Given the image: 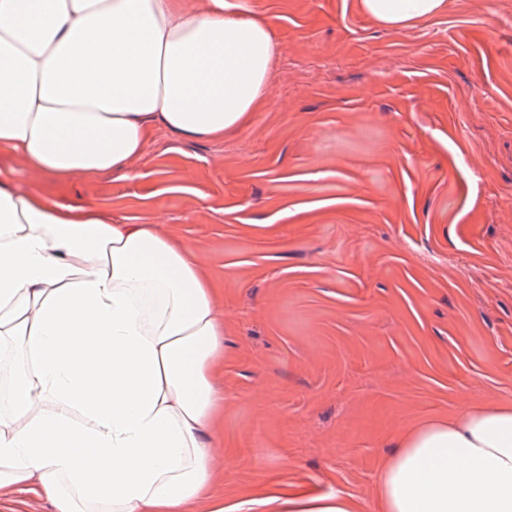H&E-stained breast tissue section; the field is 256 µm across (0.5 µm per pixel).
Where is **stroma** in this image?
I'll return each instance as SVG.
<instances>
[{
	"label": "stroma",
	"mask_w": 512,
	"mask_h": 512,
	"mask_svg": "<svg viewBox=\"0 0 512 512\" xmlns=\"http://www.w3.org/2000/svg\"><path fill=\"white\" fill-rule=\"evenodd\" d=\"M274 20L269 93L223 140L155 131L136 178L59 188L161 214L224 290V502L270 486L372 512L421 420L512 399V0L405 30L359 0Z\"/></svg>",
	"instance_id": "stroma-1"
}]
</instances>
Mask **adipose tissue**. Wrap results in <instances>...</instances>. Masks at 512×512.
Segmentation results:
<instances>
[{"label":"adipose tissue","instance_id":"ef3b65f1","mask_svg":"<svg viewBox=\"0 0 512 512\" xmlns=\"http://www.w3.org/2000/svg\"><path fill=\"white\" fill-rule=\"evenodd\" d=\"M447 0H360L406 29ZM276 43L234 0H0V154L45 182L134 176L155 129L220 139L266 97ZM162 215L72 204L0 170V512H356L341 493L215 494L223 293ZM377 512H512V402L400 434Z\"/></svg>","mask_w":512,"mask_h":512}]
</instances>
